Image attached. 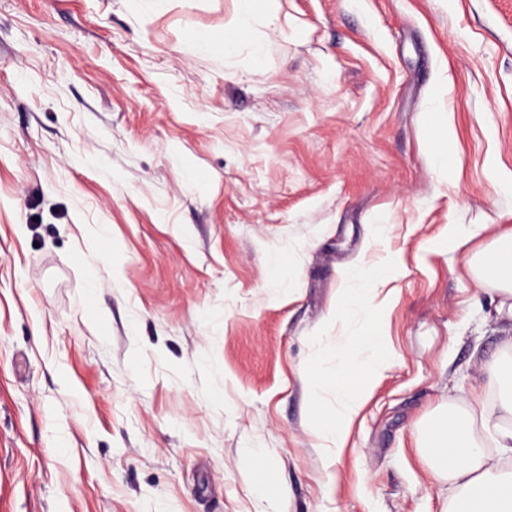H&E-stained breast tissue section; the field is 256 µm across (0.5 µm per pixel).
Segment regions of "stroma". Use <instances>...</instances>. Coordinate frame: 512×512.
<instances>
[{
    "label": "stroma",
    "mask_w": 512,
    "mask_h": 512,
    "mask_svg": "<svg viewBox=\"0 0 512 512\" xmlns=\"http://www.w3.org/2000/svg\"><path fill=\"white\" fill-rule=\"evenodd\" d=\"M277 6L226 54L194 38L238 0H0V512H442L417 430L512 327L481 240L433 243L512 227V0ZM392 259L397 361L340 451L305 369ZM489 224H452L435 245L455 252L476 238L483 246L468 259L467 266L480 284L491 282L501 297L495 307L498 320L511 321L512 326V229L491 234ZM246 455L255 459L258 464L257 483L260 487L272 491L280 498H286L288 491L276 479L273 467L266 462L254 448L245 449Z\"/></svg>",
    "instance_id": "1"
}]
</instances>
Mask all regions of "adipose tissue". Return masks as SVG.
<instances>
[{
  "mask_svg": "<svg viewBox=\"0 0 512 512\" xmlns=\"http://www.w3.org/2000/svg\"><path fill=\"white\" fill-rule=\"evenodd\" d=\"M476 238L483 246L469 258L468 271L478 282L495 285L497 317L512 322V229L493 233L485 224H452L439 246L454 252ZM392 273L388 264L361 267L352 273L358 287L341 289L337 296V317L358 312L369 326L337 345L333 372H322L315 363L307 368L310 409L322 440L344 445L371 385L395 362L379 325L383 305L375 290ZM483 369L498 393L496 402L477 397L449 406L424 425L418 439L432 477L448 485L445 512H512V339L484 361Z\"/></svg>",
  "mask_w": 512,
  "mask_h": 512,
  "instance_id": "ef3b65f1",
  "label": "adipose tissue"
}]
</instances>
